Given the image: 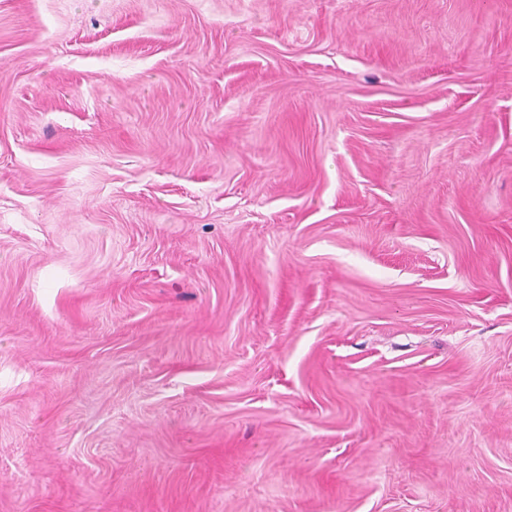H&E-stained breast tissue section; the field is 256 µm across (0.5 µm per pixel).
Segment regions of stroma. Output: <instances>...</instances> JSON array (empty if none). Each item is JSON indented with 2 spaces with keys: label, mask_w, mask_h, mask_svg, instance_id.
<instances>
[{
  "label": "stroma",
  "mask_w": 512,
  "mask_h": 512,
  "mask_svg": "<svg viewBox=\"0 0 512 512\" xmlns=\"http://www.w3.org/2000/svg\"><path fill=\"white\" fill-rule=\"evenodd\" d=\"M0 512H512V0H0Z\"/></svg>",
  "instance_id": "35a3bbf8"
}]
</instances>
